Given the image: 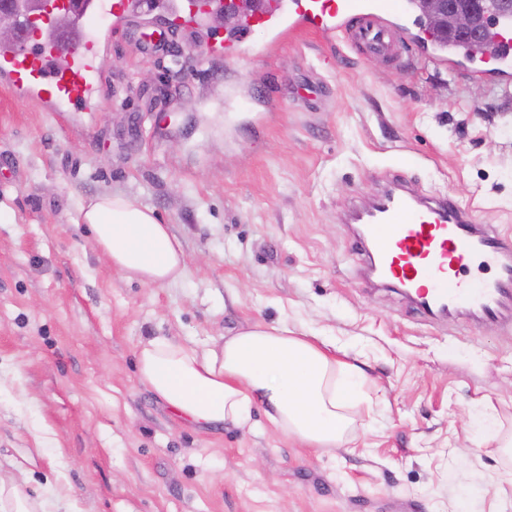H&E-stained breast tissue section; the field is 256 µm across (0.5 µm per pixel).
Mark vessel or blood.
<instances>
[{
    "mask_svg": "<svg viewBox=\"0 0 512 512\" xmlns=\"http://www.w3.org/2000/svg\"><path fill=\"white\" fill-rule=\"evenodd\" d=\"M70 11L76 24L110 12L119 19L133 11L134 0H54ZM204 0H170L163 17L170 29L204 24ZM409 39L428 33L407 0H249L236 27L210 51L233 55L256 33L278 40L298 29L344 38L378 57L392 56L393 29ZM105 32L88 30L82 46L61 60L69 34L56 31L53 16L33 17L22 45L0 46V84L38 100L51 112H91L96 101V60ZM467 67L474 77L512 79V16H496L488 30L487 49L479 65ZM356 250L379 283L392 284L413 298L418 311L436 319L478 314L483 320L512 323V235L479 223L472 207L449 197L426 199L404 184L382 190L354 210ZM495 267L490 280L467 277L470 265Z\"/></svg>",
    "mask_w": 512,
    "mask_h": 512,
    "instance_id": "vessel-or-blood-1",
    "label": "vessel or blood"
}]
</instances>
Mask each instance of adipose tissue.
I'll use <instances>...</instances> for the list:
<instances>
[{
  "instance_id": "ef3b65f1",
  "label": "adipose tissue",
  "mask_w": 512,
  "mask_h": 512,
  "mask_svg": "<svg viewBox=\"0 0 512 512\" xmlns=\"http://www.w3.org/2000/svg\"><path fill=\"white\" fill-rule=\"evenodd\" d=\"M111 266L163 285L187 270L180 243L154 210L120 195L79 212ZM138 379L188 423L247 425L255 404L282 433L308 448H333L351 432L363 400L361 368L336 360L316 337L285 325H255L197 348L154 339L138 354Z\"/></svg>"
}]
</instances>
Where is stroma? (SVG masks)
<instances>
[{
    "instance_id": "35a3bbf8",
    "label": "stroma",
    "mask_w": 512,
    "mask_h": 512,
    "mask_svg": "<svg viewBox=\"0 0 512 512\" xmlns=\"http://www.w3.org/2000/svg\"><path fill=\"white\" fill-rule=\"evenodd\" d=\"M193 32L126 18L97 56L93 112L0 86V481L32 512H512V328L449 333L362 286L346 212L382 177L512 232V83L406 42L400 62L294 33L200 61ZM323 82L326 97L312 88ZM155 211L188 275L128 278L80 207ZM325 338L369 376L348 441L312 449L254 409L198 428L137 374L163 337L252 324Z\"/></svg>"
}]
</instances>
